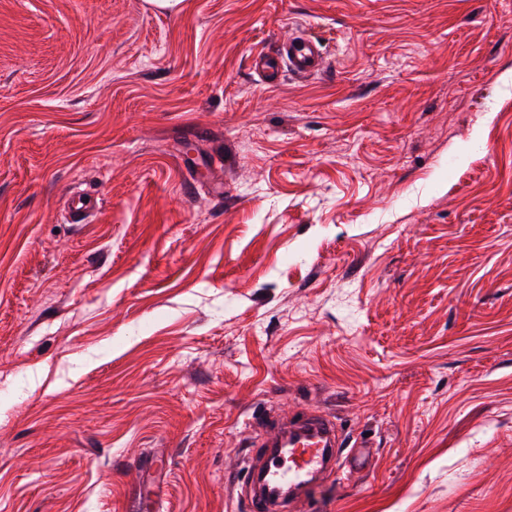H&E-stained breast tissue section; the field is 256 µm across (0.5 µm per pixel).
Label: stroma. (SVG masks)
<instances>
[{
	"mask_svg": "<svg viewBox=\"0 0 512 512\" xmlns=\"http://www.w3.org/2000/svg\"><path fill=\"white\" fill-rule=\"evenodd\" d=\"M155 7L0 0V512H246L311 408L305 512H512V0ZM253 71L266 84L279 82L278 75L286 70L298 78L316 75L324 67L320 43L303 30H295L280 44L275 56L257 52L251 56ZM98 197L85 192H70L63 206V220L67 224H90L99 211ZM328 415L309 411L299 419L272 427L255 445L263 448L253 458L245 482L250 512L287 511L302 504L326 477L340 470L346 439ZM288 487V499L277 489ZM301 499H297L298 496Z\"/></svg>",
	"mask_w": 512,
	"mask_h": 512,
	"instance_id": "stroma-1",
	"label": "stroma"
}]
</instances>
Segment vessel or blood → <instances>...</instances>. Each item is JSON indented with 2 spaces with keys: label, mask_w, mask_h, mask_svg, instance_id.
Listing matches in <instances>:
<instances>
[{
  "label": "vessel or blood",
  "mask_w": 512,
  "mask_h": 512,
  "mask_svg": "<svg viewBox=\"0 0 512 512\" xmlns=\"http://www.w3.org/2000/svg\"><path fill=\"white\" fill-rule=\"evenodd\" d=\"M251 64L260 80L269 84L283 71L299 78L316 75L324 67V54L317 40L297 30L281 42L276 55L254 53ZM98 211L96 195L72 192L62 216L68 224H89ZM345 444L338 423L317 411L274 426L247 469L250 512H291L340 468Z\"/></svg>",
  "instance_id": "obj_1"
}]
</instances>
